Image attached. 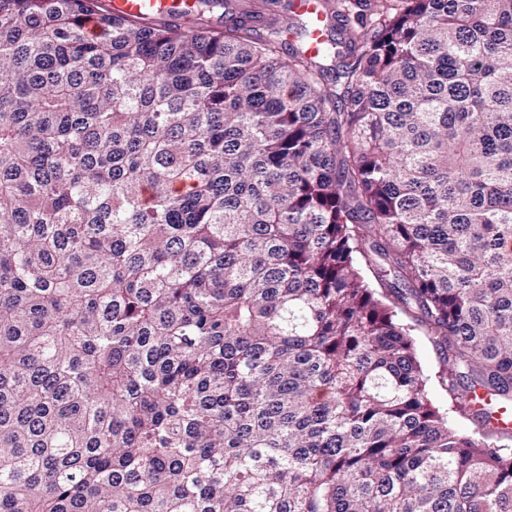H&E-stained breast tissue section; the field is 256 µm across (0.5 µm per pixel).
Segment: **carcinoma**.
Masks as SVG:
<instances>
[{"label": "carcinoma", "instance_id": "cac0c4a2", "mask_svg": "<svg viewBox=\"0 0 512 512\" xmlns=\"http://www.w3.org/2000/svg\"><path fill=\"white\" fill-rule=\"evenodd\" d=\"M273 2L0 0V512H512V0ZM195 0H110L112 11L126 15H139L151 11L171 14V17L181 15ZM416 356L421 365L422 371L427 380L426 394L430 402L440 409L441 412L448 413V420L452 426L461 432L472 435L474 426L470 421L461 418L451 409L448 401V394L444 391L439 383L438 371L440 362L436 350L431 343L418 333L413 334Z\"/></svg>", "mask_w": 512, "mask_h": 512}]
</instances>
